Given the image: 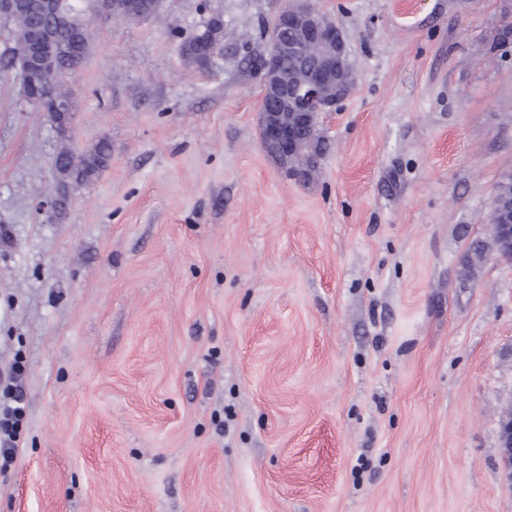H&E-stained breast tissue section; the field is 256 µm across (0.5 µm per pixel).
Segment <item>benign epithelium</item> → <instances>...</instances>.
I'll return each mask as SVG.
<instances>
[{"label": "benign epithelium", "mask_w": 512, "mask_h": 512, "mask_svg": "<svg viewBox=\"0 0 512 512\" xmlns=\"http://www.w3.org/2000/svg\"><path fill=\"white\" fill-rule=\"evenodd\" d=\"M90 10L100 18H108L121 10L140 18L144 8L139 0H88ZM69 0H0V25L7 26L14 17L27 10H38L52 20L49 27L33 34L35 51L20 67L25 93L41 112L50 115L55 127L66 132L75 119L74 95L59 98L36 88L35 76L52 64L51 55L63 56L76 46V33L82 26V14L68 7ZM275 36L271 50L261 60L255 76L262 88L258 112L264 147L270 157L296 179L289 161L302 148L298 135L302 124L312 125L323 114L334 111L353 86L345 42L339 28L313 6L311 0H292L275 19ZM308 45L320 50L314 67L301 62V71L288 75L280 58L302 56ZM490 236L496 242L495 253L512 257V209L494 210L490 220ZM500 451L506 467L512 466V423H500Z\"/></svg>", "instance_id": "obj_1"}]
</instances>
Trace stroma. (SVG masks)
Masks as SVG:
<instances>
[{"label":"stroma","mask_w":512,"mask_h":512,"mask_svg":"<svg viewBox=\"0 0 512 512\" xmlns=\"http://www.w3.org/2000/svg\"><path fill=\"white\" fill-rule=\"evenodd\" d=\"M287 2L94 19L61 76L87 182L0 75V512H512V260L462 273L512 174V0H313L354 84L305 183L245 64ZM213 16L204 73L179 35ZM211 20L214 27V30H211V34H215L216 40H209L210 36L207 38H200L199 36H203L204 32L208 30V26L211 23ZM222 21L223 20L219 17H215L213 19L211 18L204 26V30L202 32L194 35L193 37L190 36L184 40L182 45V57L187 65L195 67L196 69H200L199 65L201 59L211 52L207 57L204 66L201 68L202 70L209 69L216 52V48L214 47L218 46L224 41V26ZM108 144L99 142L92 150L80 155L77 166H73V152L66 144H62L55 159L57 171L72 174L81 181L89 180L105 166L108 160ZM5 417L3 420L0 417V436L2 433L7 436V439L5 440V443L7 448H0V454L6 458V457H13L16 448V438H17V431L19 428V423L23 414V408L20 406L16 407H8L4 410Z\"/></svg>","instance_id":"35a3bbf8"}]
</instances>
